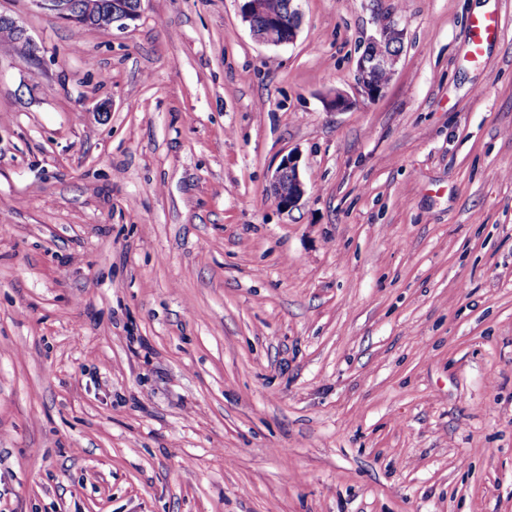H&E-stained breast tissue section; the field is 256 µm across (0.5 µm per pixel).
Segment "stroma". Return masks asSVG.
<instances>
[{"label": "stroma", "mask_w": 512, "mask_h": 512, "mask_svg": "<svg viewBox=\"0 0 512 512\" xmlns=\"http://www.w3.org/2000/svg\"><path fill=\"white\" fill-rule=\"evenodd\" d=\"M242 4L0 0V512H512V0ZM101 1L103 0H34L41 9L81 27L101 29L107 26L99 24L106 23L108 27L117 25L124 28L129 21L139 17L142 0L134 2L132 7H128L129 0H115L127 5L120 8L118 4L104 5ZM241 7L243 20L248 23L249 28L254 37L268 44L282 45L292 43L300 28L303 12L302 2L304 0H265V14L267 16H274L277 18V24H268L264 17L257 20L260 30L255 22L254 17L261 14L263 11L262 1L264 0H244ZM290 14L291 22L288 23V15ZM266 33V34H265ZM288 34V37H286ZM266 35L273 41H280L273 43L269 41ZM286 37V38H285ZM285 38V39H284ZM387 24H383V28L379 29L377 35L368 40L356 63V80L359 92L371 101L383 96L389 83L388 80L389 78L391 80L394 75L396 65L404 50L405 28H400L396 23L384 28ZM372 46L378 52H374ZM387 48V51H383ZM379 73H382L379 75V79H385L387 75V80L379 81L377 79ZM276 190L275 199L282 210H290L298 205L306 193L305 184L301 179L298 160L288 155L277 168L272 184Z\"/></svg>", "instance_id": "1"}]
</instances>
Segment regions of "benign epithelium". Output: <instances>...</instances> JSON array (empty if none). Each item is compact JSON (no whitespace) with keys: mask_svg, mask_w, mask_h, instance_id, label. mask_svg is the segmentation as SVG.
<instances>
[{"mask_svg":"<svg viewBox=\"0 0 512 512\" xmlns=\"http://www.w3.org/2000/svg\"><path fill=\"white\" fill-rule=\"evenodd\" d=\"M33 2L56 17L81 27H95L105 23L110 27L116 25L124 28L128 22L139 17L142 0H136L130 7L105 5L101 0H33ZM302 2L303 0H288V14L291 22L288 24V37L282 40L284 44L292 43L297 37L303 17ZM262 11V0H245L241 7L243 20L248 23L254 37L266 43L268 39L265 32L260 30L254 22V17ZM405 37V29L392 23L379 29L377 35L368 40L356 63L357 86L363 97L375 101L383 96L388 82L378 80L377 75L382 72L389 78L394 75L404 50ZM380 43L386 45L387 50L381 53L373 51L372 46ZM272 188L276 190L275 199L282 210L288 211L302 200L306 189L296 157L290 155L281 162L274 174Z\"/></svg>","mask_w":512,"mask_h":512,"instance_id":"obj_1","label":"benign epithelium"}]
</instances>
